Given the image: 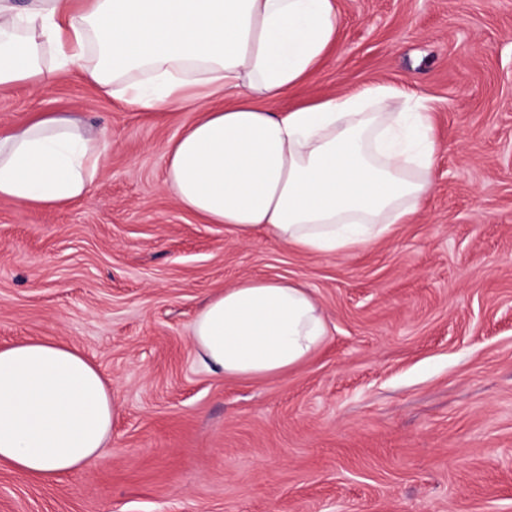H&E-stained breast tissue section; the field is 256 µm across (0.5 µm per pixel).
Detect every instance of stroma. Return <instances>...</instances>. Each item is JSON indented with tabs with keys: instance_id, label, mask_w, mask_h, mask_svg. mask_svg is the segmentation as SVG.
Returning a JSON list of instances; mask_svg holds the SVG:
<instances>
[{
	"instance_id": "35a3bbf8",
	"label": "stroma",
	"mask_w": 512,
	"mask_h": 512,
	"mask_svg": "<svg viewBox=\"0 0 512 512\" xmlns=\"http://www.w3.org/2000/svg\"><path fill=\"white\" fill-rule=\"evenodd\" d=\"M340 35L285 112L382 83L426 98L439 154L415 223L323 257L185 211L163 149L195 115L134 111L80 68L0 89V131L108 125L90 197L0 200V346L83 351L120 412L89 470L0 464V512H512V0H336ZM247 277L311 288L328 338L278 378L198 363L201 301Z\"/></svg>"
}]
</instances>
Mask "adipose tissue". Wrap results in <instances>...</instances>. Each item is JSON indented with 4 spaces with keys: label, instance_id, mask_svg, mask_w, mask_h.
<instances>
[{
    "label": "adipose tissue",
    "instance_id": "adipose-tissue-1",
    "mask_svg": "<svg viewBox=\"0 0 512 512\" xmlns=\"http://www.w3.org/2000/svg\"><path fill=\"white\" fill-rule=\"evenodd\" d=\"M335 0H0V88L41 91L81 65L113 99L195 109L164 151L181 207L238 239L345 255L418 214L438 152L424 98L384 84L280 115L338 34ZM109 128L43 113L0 134V199L64 207L88 197ZM198 362L272 378L327 339L323 309L284 279L208 296L191 327ZM118 407L80 350L50 339L0 348V462L42 482L90 469Z\"/></svg>",
    "mask_w": 512,
    "mask_h": 512
}]
</instances>
